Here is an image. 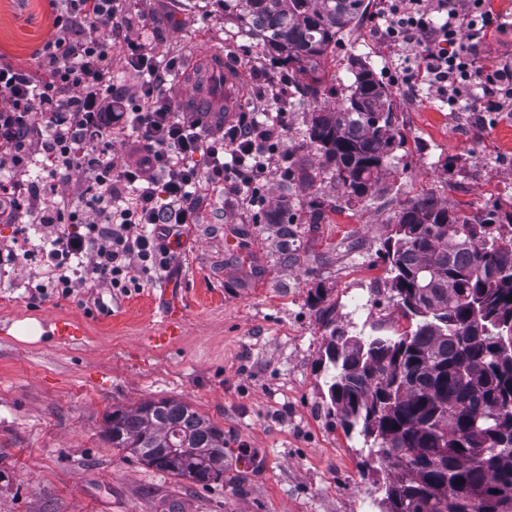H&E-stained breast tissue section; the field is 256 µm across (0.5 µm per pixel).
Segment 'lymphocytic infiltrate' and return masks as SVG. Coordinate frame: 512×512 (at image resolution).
Returning a JSON list of instances; mask_svg holds the SVG:
<instances>
[{
  "label": "lymphocytic infiltrate",
  "instance_id": "lymphocytic-infiltrate-1",
  "mask_svg": "<svg viewBox=\"0 0 512 512\" xmlns=\"http://www.w3.org/2000/svg\"><path fill=\"white\" fill-rule=\"evenodd\" d=\"M131 0H61L56 34L39 49L38 69L0 60V198L39 224L32 250L64 271L62 296L94 286L127 288L171 272L173 241L197 223L205 195L251 191L279 153L280 121L245 112L228 125L207 113L177 111L167 92L176 60L163 61L134 33ZM507 26L490 0H387L374 19L390 43H414V66L394 83L427 84L453 112H511L512 61L486 68L479 44ZM120 48L133 85L112 80ZM135 137L137 160L118 163L113 140ZM207 161L198 169L196 157ZM80 170L91 181L84 208L62 211L45 196L67 200L66 178Z\"/></svg>",
  "mask_w": 512,
  "mask_h": 512
}]
</instances>
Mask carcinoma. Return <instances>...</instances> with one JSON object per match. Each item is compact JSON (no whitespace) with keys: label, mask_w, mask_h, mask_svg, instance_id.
<instances>
[{"label":"carcinoma","mask_w":512,"mask_h":512,"mask_svg":"<svg viewBox=\"0 0 512 512\" xmlns=\"http://www.w3.org/2000/svg\"><path fill=\"white\" fill-rule=\"evenodd\" d=\"M224 16L272 52L288 81L315 98L324 62L360 18L365 0H223ZM354 81L308 128L344 195L361 199L377 187L405 135L392 117V94L359 59ZM224 68L212 54L186 77L199 85ZM497 209L472 216L435 197L407 202L383 260L402 333L385 323L343 341L331 332L327 413L370 443L362 464L385 474L378 512H512V229ZM106 440L144 464L206 485L227 470L224 429L185 402L148 400L105 419ZM407 452L398 469L382 454L386 441ZM196 448V471L179 459Z\"/></svg>","instance_id":"carcinoma-1"}]
</instances>
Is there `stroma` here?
Segmentation results:
<instances>
[{
  "mask_svg": "<svg viewBox=\"0 0 512 512\" xmlns=\"http://www.w3.org/2000/svg\"><path fill=\"white\" fill-rule=\"evenodd\" d=\"M368 2L312 101L216 0H134L135 28L157 56L181 62L170 89L181 111H195L199 97L187 66L218 52L240 75L245 111L279 113L277 170L266 206L211 197L184 230L173 334L160 335L155 303L167 279L64 298L38 294L30 267L0 266V512H361L363 500L375 499L358 468L362 437L326 414L330 332L356 336L378 321L407 327L388 300L380 255L410 199L430 194L461 214L495 206L512 215V112H451L426 86L393 84L419 49L382 40L372 24L382 2ZM58 7L0 0V58L37 67ZM354 56L389 88L407 138L380 188L350 202L307 129L313 112L346 93ZM304 160L311 176L302 181L295 171ZM365 294L369 303L355 307ZM60 319L79 325V335L54 336ZM31 320L42 337L18 339ZM162 398L187 402L223 428V480L179 479L107 442L108 414Z\"/></svg>",
  "mask_w": 512,
  "mask_h": 512,
  "instance_id": "35a3bbf8",
  "label": "stroma"
}]
</instances>
